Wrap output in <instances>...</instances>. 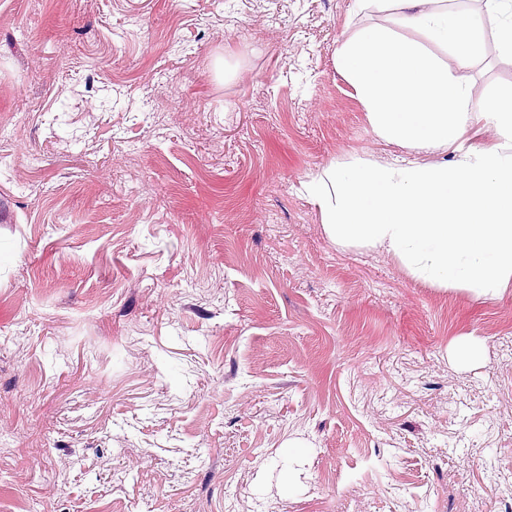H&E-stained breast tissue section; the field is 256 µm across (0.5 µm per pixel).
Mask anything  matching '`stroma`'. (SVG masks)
Instances as JSON below:
<instances>
[{
  "label": "stroma",
  "instance_id": "1",
  "mask_svg": "<svg viewBox=\"0 0 512 512\" xmlns=\"http://www.w3.org/2000/svg\"><path fill=\"white\" fill-rule=\"evenodd\" d=\"M389 22L0 0V512H512V287L336 248L303 190L399 154L334 65ZM483 25L458 76L510 96Z\"/></svg>",
  "mask_w": 512,
  "mask_h": 512
}]
</instances>
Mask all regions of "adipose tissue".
<instances>
[{"instance_id":"ef3b65f1","label":"adipose tissue","mask_w":512,"mask_h":512,"mask_svg":"<svg viewBox=\"0 0 512 512\" xmlns=\"http://www.w3.org/2000/svg\"><path fill=\"white\" fill-rule=\"evenodd\" d=\"M357 2L421 34L361 27L336 55L373 132L410 155L330 164L307 184L309 200L337 247L392 256L433 287L496 296L512 285V102L477 96L453 75L471 65L485 30L447 0ZM475 118L493 129V147H465ZM439 151L452 160L430 161Z\"/></svg>"}]
</instances>
